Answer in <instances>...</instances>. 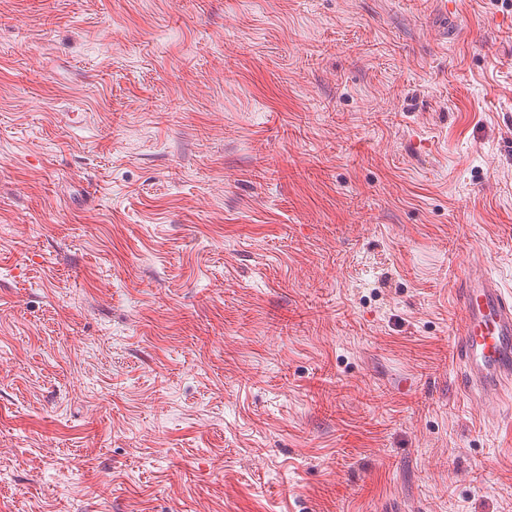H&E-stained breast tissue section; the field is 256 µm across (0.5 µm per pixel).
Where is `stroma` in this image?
Masks as SVG:
<instances>
[{
	"label": "stroma",
	"instance_id": "1",
	"mask_svg": "<svg viewBox=\"0 0 512 512\" xmlns=\"http://www.w3.org/2000/svg\"><path fill=\"white\" fill-rule=\"evenodd\" d=\"M470 263L512 0H0V512H512Z\"/></svg>",
	"mask_w": 512,
	"mask_h": 512
}]
</instances>
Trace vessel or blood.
<instances>
[{
	"label": "vessel or blood",
	"mask_w": 512,
	"mask_h": 512,
	"mask_svg": "<svg viewBox=\"0 0 512 512\" xmlns=\"http://www.w3.org/2000/svg\"><path fill=\"white\" fill-rule=\"evenodd\" d=\"M459 309L453 360L464 390L501 395L512 388V292L475 265L466 266L456 288Z\"/></svg>",
	"instance_id": "b4317fda"
}]
</instances>
